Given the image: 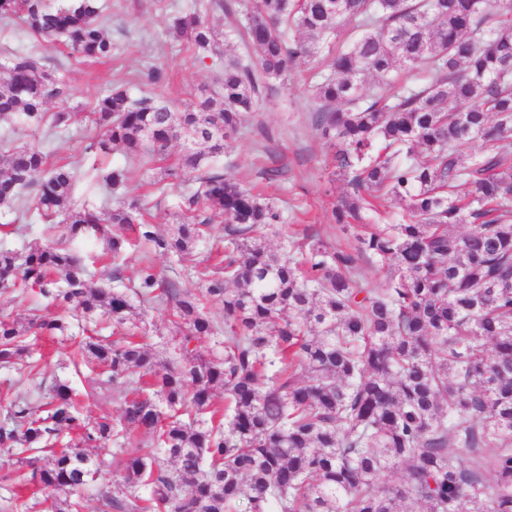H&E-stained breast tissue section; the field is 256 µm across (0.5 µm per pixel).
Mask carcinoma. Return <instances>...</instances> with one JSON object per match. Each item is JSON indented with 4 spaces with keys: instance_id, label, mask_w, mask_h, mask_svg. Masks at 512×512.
Here are the masks:
<instances>
[{
    "instance_id": "obj_1",
    "label": "carcinoma",
    "mask_w": 512,
    "mask_h": 512,
    "mask_svg": "<svg viewBox=\"0 0 512 512\" xmlns=\"http://www.w3.org/2000/svg\"><path fill=\"white\" fill-rule=\"evenodd\" d=\"M208 11L201 2L173 15L167 36L202 63L221 55L224 39L255 55L224 60L212 91L181 109L153 91L165 76L158 66L137 76L139 94L116 87L84 113L31 50L0 57L1 124L48 118L60 133L82 119L104 130L85 154L97 160L120 146L147 172L181 139L177 161L149 185L161 194L189 186L163 237L134 200L113 206L105 224L90 200L72 201L79 167L35 145L0 148V210L15 214L3 226L49 223L46 243L25 256L0 248V288L36 289L72 316L112 321L119 339L89 335L81 352L100 368L97 389L126 392L117 425L81 418L64 382L37 408L19 392L0 444L51 454L23 477L45 512H73L68 497L101 472L84 449L131 429L151 442L102 488V512H512V153L499 146L512 137V10L494 0H239L225 13L243 20L220 32ZM10 19L65 42L76 60L112 58L98 0H0V21ZM324 54L333 73L315 84V124L351 189L337 223L361 220L382 197L404 203L409 219L334 251L313 236L298 259L266 245L281 214L214 162L271 81L288 82L298 58ZM397 63L426 68L431 81L370 91L368 77L381 80ZM92 170L104 187L129 189L126 168ZM217 215L224 260L194 291L149 261L135 295L100 286L66 247L101 239L119 281L132 240L108 225L181 257L210 243ZM368 255L390 270L373 291L355 280ZM135 296L174 303L175 343L161 357L136 333L144 311ZM212 300L224 305L218 360L199 348L218 332L204 312ZM66 328L60 316L19 324L0 315V365L30 354L25 336Z\"/></svg>"
}]
</instances>
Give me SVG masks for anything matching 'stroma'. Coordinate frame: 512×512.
<instances>
[{
	"label": "stroma",
	"mask_w": 512,
	"mask_h": 512,
	"mask_svg": "<svg viewBox=\"0 0 512 512\" xmlns=\"http://www.w3.org/2000/svg\"><path fill=\"white\" fill-rule=\"evenodd\" d=\"M192 2L110 0L105 30L113 50L111 61L105 63L75 61L64 45L37 39L17 22L0 30V49H32L40 64L65 76L75 90L72 103L82 112L90 111L108 90L129 86L141 71L156 65L165 71L157 93L178 105L188 93L211 86L218 72L215 64L197 62L192 52L172 47L166 35L169 17L187 10ZM330 64L327 57L317 62L297 60L288 81L273 82L237 135L225 141L218 162L226 177L254 189L281 211L282 223L273 225L266 237L275 249L313 234L320 235L331 248L353 240L351 231L343 230L333 216L346 191L345 183L332 174L335 149L321 137L312 119V75ZM95 133V127L86 122L76 123L69 133L56 137L49 134L47 125L18 124L8 137L17 146L44 147L53 161L80 162L87 171L91 163L82 160L81 151L87 137ZM149 260L162 278L182 289L196 287L213 267L200 249L181 258L157 253ZM79 340L77 324H70L63 334L38 340L32 352L35 369L0 367V398L13 396L24 383L48 386L66 381L77 390L85 417L119 419L117 394L93 391L90 370L74 368ZM16 460L15 449L0 447V512H16L18 502L36 500L31 491L20 490Z\"/></svg>",
	"instance_id": "obj_1"
}]
</instances>
